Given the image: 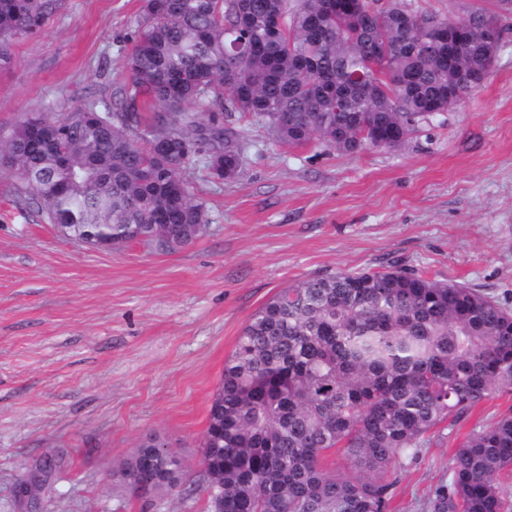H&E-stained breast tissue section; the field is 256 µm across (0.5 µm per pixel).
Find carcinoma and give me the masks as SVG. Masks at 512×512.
<instances>
[{
  "instance_id": "carcinoma-1",
  "label": "carcinoma",
  "mask_w": 512,
  "mask_h": 512,
  "mask_svg": "<svg viewBox=\"0 0 512 512\" xmlns=\"http://www.w3.org/2000/svg\"><path fill=\"white\" fill-rule=\"evenodd\" d=\"M143 0L119 112L98 102L31 112L0 135L16 203L38 206L68 239L100 232L120 248L175 250L205 229L186 180L236 175V115L275 142L327 151L400 147L485 80L500 42L467 20L407 0ZM64 0H0V70L11 47ZM512 390V311L477 288L417 270L338 272L277 293L224 362L204 434L209 512H388L397 473L434 432L453 430ZM341 452L348 471L328 459ZM131 491L179 486L171 451L144 442L118 469ZM512 410L457 445L431 512H508Z\"/></svg>"
}]
</instances>
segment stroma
Wrapping results in <instances>:
<instances>
[{"label": "stroma", "instance_id": "35a3bbf8", "mask_svg": "<svg viewBox=\"0 0 512 512\" xmlns=\"http://www.w3.org/2000/svg\"><path fill=\"white\" fill-rule=\"evenodd\" d=\"M142 0H65L16 42L0 71V127L95 99L120 108L128 34ZM507 27L493 67L460 105L396 149L351 154L272 140L236 119L238 175L204 185L207 228L189 246L112 250L67 240L19 208L0 175V512L45 458L38 512H207L201 441L224 361L282 288L316 274L391 265L483 289L512 308V11L493 0H412ZM512 408L494 394L407 463L390 512H428L456 440ZM155 437L184 461L182 484L131 493L114 472Z\"/></svg>", "mask_w": 512, "mask_h": 512}]
</instances>
